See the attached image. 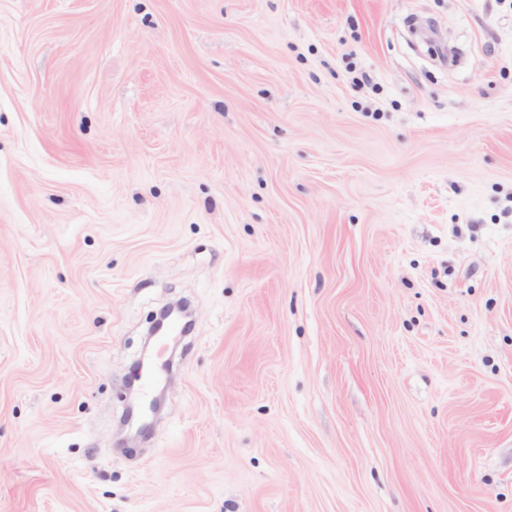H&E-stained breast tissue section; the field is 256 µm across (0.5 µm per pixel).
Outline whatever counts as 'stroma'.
I'll use <instances>...</instances> for the list:
<instances>
[{
	"label": "stroma",
	"instance_id": "35a3bbf8",
	"mask_svg": "<svg viewBox=\"0 0 512 512\" xmlns=\"http://www.w3.org/2000/svg\"><path fill=\"white\" fill-rule=\"evenodd\" d=\"M0 512H512V0H0Z\"/></svg>",
	"mask_w": 512,
	"mask_h": 512
}]
</instances>
